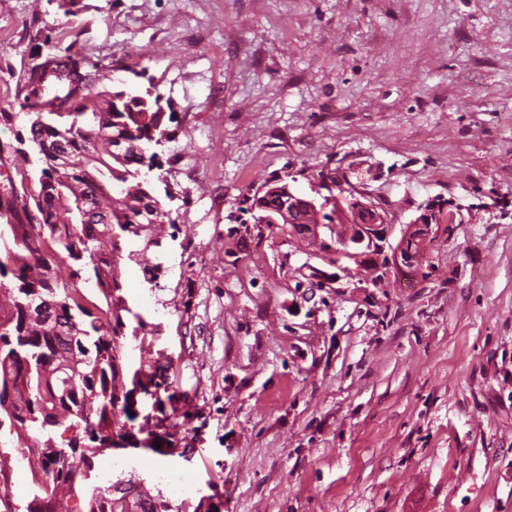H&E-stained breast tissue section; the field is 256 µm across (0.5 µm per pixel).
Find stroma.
Listing matches in <instances>:
<instances>
[{
    "label": "stroma",
    "instance_id": "stroma-1",
    "mask_svg": "<svg viewBox=\"0 0 512 512\" xmlns=\"http://www.w3.org/2000/svg\"><path fill=\"white\" fill-rule=\"evenodd\" d=\"M68 54L171 105L116 342L180 432L97 461L124 512H512V0H0V142ZM323 171L399 230L437 207L432 273L337 278L248 211Z\"/></svg>",
    "mask_w": 512,
    "mask_h": 512
}]
</instances>
